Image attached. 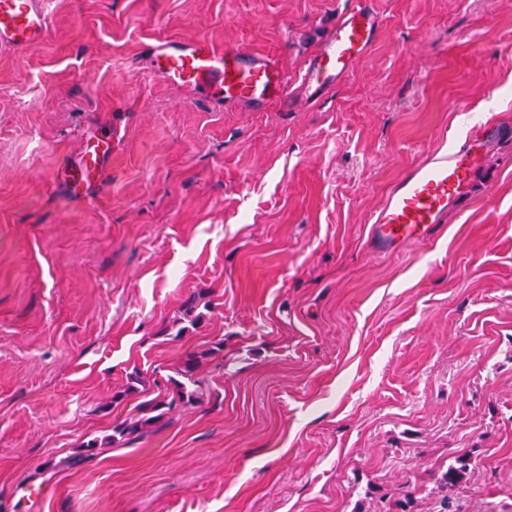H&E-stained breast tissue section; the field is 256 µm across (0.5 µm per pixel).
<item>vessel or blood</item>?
Segmentation results:
<instances>
[{"label": "vessel or blood", "mask_w": 512, "mask_h": 512, "mask_svg": "<svg viewBox=\"0 0 512 512\" xmlns=\"http://www.w3.org/2000/svg\"><path fill=\"white\" fill-rule=\"evenodd\" d=\"M45 0H0V48L23 47L49 31ZM379 33L370 0H351L332 37L313 56L306 80L335 82L362 58ZM156 71L177 84L205 88L216 96L242 102L288 97V83L277 56L238 48H223L203 37L176 39L151 48ZM474 147L466 137L452 151L431 154L405 172L384 199L371 226L375 251L424 241L432 225L440 223L451 199L467 183L466 161ZM112 156V141L104 137L86 144L78 160L71 194L99 177Z\"/></svg>", "instance_id": "obj_1"}]
</instances>
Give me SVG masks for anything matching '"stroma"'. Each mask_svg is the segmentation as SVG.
<instances>
[{"label": "stroma", "mask_w": 512, "mask_h": 512, "mask_svg": "<svg viewBox=\"0 0 512 512\" xmlns=\"http://www.w3.org/2000/svg\"><path fill=\"white\" fill-rule=\"evenodd\" d=\"M348 2L49 0L50 35L0 50V512H512V0H371L376 42L309 87ZM191 37L279 56L287 101L159 77L150 46ZM469 116L501 133L462 196L372 253ZM219 341L200 403L82 457ZM112 156L111 136L98 139L96 143H87L82 156L78 159V174L70 181V193L78 194L84 185L99 177ZM469 469V460L465 456H458L454 463L448 465V469L437 478V486L441 491L453 490L464 478Z\"/></svg>", "instance_id": "obj_1"}]
</instances>
